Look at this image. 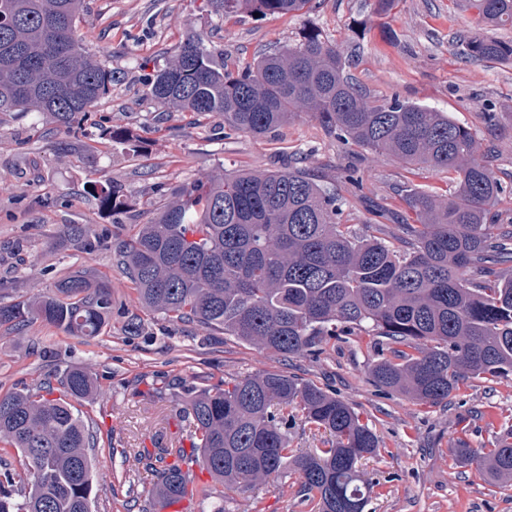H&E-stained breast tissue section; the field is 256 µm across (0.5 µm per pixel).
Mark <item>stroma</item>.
<instances>
[{"mask_svg":"<svg viewBox=\"0 0 512 512\" xmlns=\"http://www.w3.org/2000/svg\"><path fill=\"white\" fill-rule=\"evenodd\" d=\"M202 0H86L79 34L85 50L112 70V91L81 127L50 115L0 112V303L53 291L72 273L101 278L112 288V316L101 334L77 338L39 321L0 327V394L54 379L58 369L92 372L99 396L83 411L101 444L94 452L93 512H139L149 482L131 475L121 451L155 444L186 445L178 394L188 386L229 377L280 373L314 382L349 403L380 438L376 456L362 460L370 482L368 512H512V487L489 484L475 467L456 463V441L488 448L512 424V388L476 380L448 402L431 405L372 386L376 352L367 336H350L320 358H287L234 337L174 322L144 309L113 245L147 223L160 201L186 183L207 185L224 174L297 166L343 199V219L363 234L378 223L377 206L410 224L394 189L409 183L447 198V173L409 167L328 133L303 112L273 133H228L224 122L190 121L153 100L146 78L171 62L191 36L242 66L297 43L315 28L351 55L350 73L374 98L399 96L450 114L472 129L476 151L502 184L512 187V63L490 66L460 54L457 40L480 25L465 0H399L385 16L372 0H321L304 15L246 14L220 20ZM496 117L487 121L484 107ZM141 137L140 152L123 136ZM358 170L362 189L346 178ZM121 186L129 208H103L93 183ZM91 230L84 247L68 227ZM139 334H126L131 318ZM226 512H309L296 476L253 492L224 494Z\"/></svg>","mask_w":512,"mask_h":512,"instance_id":"1","label":"stroma"}]
</instances>
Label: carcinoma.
Returning <instances> with one entry per match:
<instances>
[{"label":"carcinoma","instance_id":"obj_1","mask_svg":"<svg viewBox=\"0 0 512 512\" xmlns=\"http://www.w3.org/2000/svg\"><path fill=\"white\" fill-rule=\"evenodd\" d=\"M224 19L243 14L307 13L313 0H205ZM85 0H0V112H42L69 126L110 93L112 70L86 54L78 28ZM489 27L512 25V0H467ZM460 53L489 64L512 62V42L465 38ZM340 46L317 30L248 67L198 38L147 79L158 103L193 120L219 116L232 132L265 135L297 112H312L339 137L407 166L454 176L442 200L406 188L416 224L371 225L359 235L343 223V202L296 169L239 171L209 186L185 184L137 234L114 244L140 302L172 320L219 330L285 357L318 359L333 341L370 336L377 358L370 380L431 404L460 385L491 379L512 387V225L491 219L503 193L475 153L471 130L446 112L394 96L370 97L346 74ZM100 204L128 207L117 189ZM112 289L66 276L56 292L0 304V326L41 320L72 336L108 325ZM98 391L85 369L61 372L57 385L0 396V444L20 453V468L0 458V512H92L93 448L81 406ZM297 416L328 433L321 448L290 447ZM181 417L191 450L126 448L152 473L141 512L187 491L197 465L224 489L248 492L285 474L298 477L315 512H364L369 486L359 463L377 453L373 428L342 399L312 381L279 373L184 389ZM456 460L485 480L512 478V428L479 455L465 444Z\"/></svg>","mask_w":512,"mask_h":512}]
</instances>
